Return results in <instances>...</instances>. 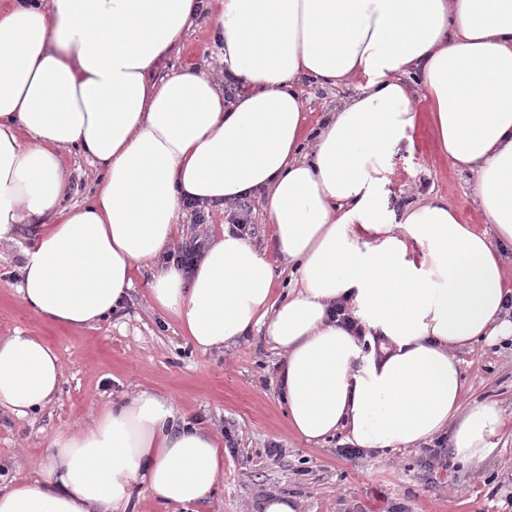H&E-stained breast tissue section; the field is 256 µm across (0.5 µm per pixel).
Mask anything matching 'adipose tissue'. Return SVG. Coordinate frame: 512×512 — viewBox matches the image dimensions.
I'll list each match as a JSON object with an SVG mask.
<instances>
[{"instance_id": "ef3b65f1", "label": "adipose tissue", "mask_w": 512, "mask_h": 512, "mask_svg": "<svg viewBox=\"0 0 512 512\" xmlns=\"http://www.w3.org/2000/svg\"><path fill=\"white\" fill-rule=\"evenodd\" d=\"M241 92L234 102L186 65L157 64L203 10ZM364 80L308 138L302 79ZM427 103L419 114L408 83ZM440 153L476 175L497 242L443 197L384 213L365 163L392 154L420 117ZM90 159L81 204L62 203L63 150ZM265 192L295 285L222 234L191 271L168 263L152 304L201 351L258 327L285 354L291 430L321 443L411 448L444 430L464 468L502 434L498 402H465L456 349L512 337V289L497 244L512 246V0H9L0 7V243L40 227L16 291L51 325L90 328L134 288L138 263L171 246L188 201L223 206ZM346 302L366 330L328 310ZM45 340L0 337V414L28 417L59 396ZM224 470L216 437L150 389L98 406L52 436L31 478L0 491V512H123L142 485L165 512L203 501Z\"/></svg>"}]
</instances>
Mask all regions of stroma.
Segmentation results:
<instances>
[{"label": "stroma", "mask_w": 512, "mask_h": 512, "mask_svg": "<svg viewBox=\"0 0 512 512\" xmlns=\"http://www.w3.org/2000/svg\"><path fill=\"white\" fill-rule=\"evenodd\" d=\"M211 25L207 16L195 20L160 73L193 63L223 81ZM356 92L353 85L305 86L306 127H316ZM367 169L382 186L387 211L437 195L463 223L486 230L472 198L473 175L454 170L440 154L427 120L392 155L371 158ZM237 219L250 224L248 242L273 262L277 287H286L289 274L278 263L261 196L247 197L241 206L205 209L200 221L186 215L178 241L211 239ZM36 236V227L24 224L14 241L0 244V336L18 329L45 337L60 357L64 383L58 400L36 418L0 417V489L29 476L47 437L85 420L99 404L146 387L168 395L188 419L231 437L224 445V471L196 512H263L264 502L277 495L298 498L301 512H512L511 342L479 343L457 353L468 401L494 399L504 411L506 429L481 469H460L444 447L433 468H425L422 444L391 454L368 449L349 460L340 454V439L316 446L291 431L278 386L283 356L263 331L223 351L202 353L186 345L177 321L150 303L154 264L140 265L134 290L110 320L81 330L44 323L13 289L21 254Z\"/></svg>", "instance_id": "1"}]
</instances>
